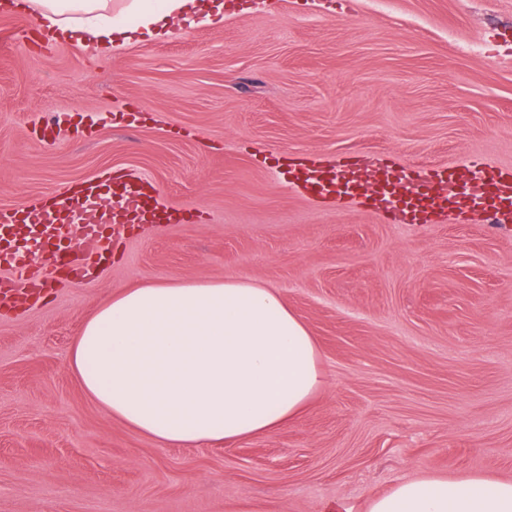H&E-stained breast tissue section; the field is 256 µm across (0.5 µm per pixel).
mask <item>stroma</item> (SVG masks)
<instances>
[{"label":"stroma","instance_id":"35a3bbf8","mask_svg":"<svg viewBox=\"0 0 512 512\" xmlns=\"http://www.w3.org/2000/svg\"><path fill=\"white\" fill-rule=\"evenodd\" d=\"M0 13V206L112 173L190 211L121 228L101 277L0 316V512H320L399 481L512 478V225L399 224L290 190L279 167L352 156L512 166V0H223L162 40L33 49ZM135 106L141 122H118ZM60 111L85 138L42 134ZM248 277L307 325L326 385L277 433L170 448L111 420L66 359L112 292Z\"/></svg>","mask_w":512,"mask_h":512}]
</instances>
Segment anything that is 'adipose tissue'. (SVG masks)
Returning a JSON list of instances; mask_svg holds the SVG:
<instances>
[{
    "label": "adipose tissue",
    "mask_w": 512,
    "mask_h": 512,
    "mask_svg": "<svg viewBox=\"0 0 512 512\" xmlns=\"http://www.w3.org/2000/svg\"><path fill=\"white\" fill-rule=\"evenodd\" d=\"M42 24L84 34V50L159 40L168 21L210 22L222 0H34ZM67 362L113 420L166 447L277 432L324 385L319 347L275 289L246 277L124 288L90 317ZM367 512H512V480L427 476L370 496Z\"/></svg>",
    "instance_id": "ef3b65f1"
}]
</instances>
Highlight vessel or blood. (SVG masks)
Wrapping results in <instances>:
<instances>
[{
  "label": "vessel or blood",
  "mask_w": 512,
  "mask_h": 512,
  "mask_svg": "<svg viewBox=\"0 0 512 512\" xmlns=\"http://www.w3.org/2000/svg\"><path fill=\"white\" fill-rule=\"evenodd\" d=\"M288 181L314 197L343 201L366 195L374 206L384 208L399 222L422 224L433 216L454 209L481 207L497 224L512 223V168L472 158L466 168L448 164L433 172L432 183L411 184L404 167L385 165L366 172L359 163L336 169L295 164ZM144 176L97 177L77 186V201L88 211L83 236L63 241L59 248L45 249L42 258L52 275L33 270L32 251L17 240L19 227L29 224L62 223L66 211L56 203L38 201L0 207V314L12 312L20 300H39L54 286L53 274L73 283L94 280L105 258L104 230L112 224H156L174 220L172 208L152 205Z\"/></svg>",
  "instance_id": "b4317fda"
}]
</instances>
